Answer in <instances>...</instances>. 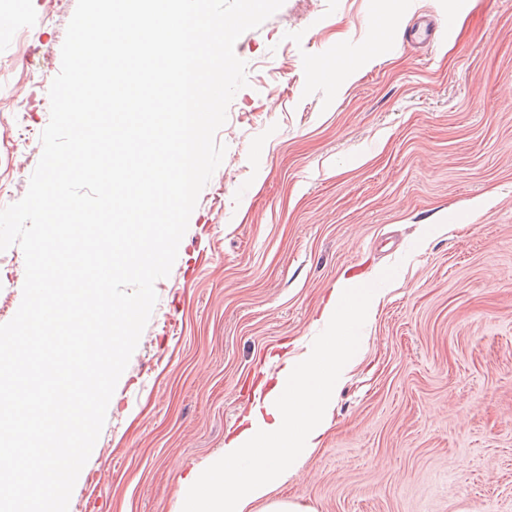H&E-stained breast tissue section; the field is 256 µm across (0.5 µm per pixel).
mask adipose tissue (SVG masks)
Wrapping results in <instances>:
<instances>
[{"label":"adipose tissue","instance_id":"adipose-tissue-1","mask_svg":"<svg viewBox=\"0 0 512 512\" xmlns=\"http://www.w3.org/2000/svg\"><path fill=\"white\" fill-rule=\"evenodd\" d=\"M379 289L338 279L318 320L320 344L284 359L274 380H262V399L251 403L224 452L195 472L180 491L181 512H301L273 491L319 446L336 406V389L360 362L352 327L372 317Z\"/></svg>","mask_w":512,"mask_h":512}]
</instances>
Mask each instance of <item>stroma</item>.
Segmentation results:
<instances>
[{"label":"stroma","mask_w":512,"mask_h":512,"mask_svg":"<svg viewBox=\"0 0 512 512\" xmlns=\"http://www.w3.org/2000/svg\"><path fill=\"white\" fill-rule=\"evenodd\" d=\"M77 0H0V208L24 197ZM452 20L419 42L425 22ZM389 37L357 54L375 24ZM234 51L246 87L69 512H179L339 277L386 289L302 512H512V0H284ZM348 68L315 78L313 61ZM488 196L481 210L470 203ZM449 232H440V225ZM25 278L0 252V324Z\"/></svg>","instance_id":"stroma-1"}]
</instances>
